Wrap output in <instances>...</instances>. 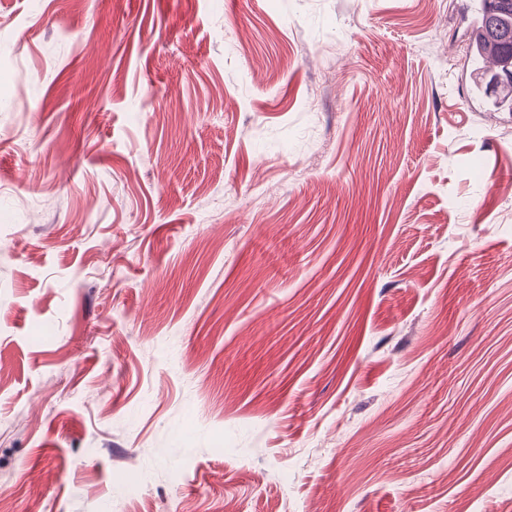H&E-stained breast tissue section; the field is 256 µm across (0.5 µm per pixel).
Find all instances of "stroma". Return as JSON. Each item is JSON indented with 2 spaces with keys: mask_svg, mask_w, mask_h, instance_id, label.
<instances>
[{
  "mask_svg": "<svg viewBox=\"0 0 512 512\" xmlns=\"http://www.w3.org/2000/svg\"><path fill=\"white\" fill-rule=\"evenodd\" d=\"M465 4L0 0L6 512H512Z\"/></svg>",
  "mask_w": 512,
  "mask_h": 512,
  "instance_id": "obj_1",
  "label": "stroma"
}]
</instances>
